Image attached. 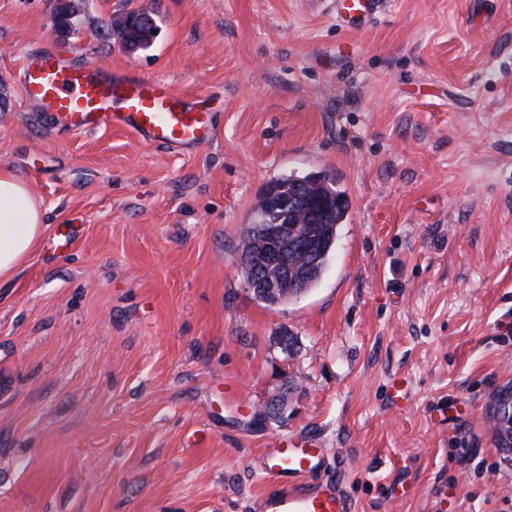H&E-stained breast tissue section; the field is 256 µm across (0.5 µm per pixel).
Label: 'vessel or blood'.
I'll use <instances>...</instances> for the list:
<instances>
[{
	"instance_id": "1",
	"label": "vessel or blood",
	"mask_w": 512,
	"mask_h": 512,
	"mask_svg": "<svg viewBox=\"0 0 512 512\" xmlns=\"http://www.w3.org/2000/svg\"><path fill=\"white\" fill-rule=\"evenodd\" d=\"M334 3L338 21L352 33L364 30L380 7V0ZM18 77L23 99L51 113L64 131L122 129L173 152L208 146L215 136L207 98L176 94L160 79L118 72L92 59L75 62L48 47L27 53ZM329 469L328 449H273L259 512H353L339 486L326 479Z\"/></svg>"
}]
</instances>
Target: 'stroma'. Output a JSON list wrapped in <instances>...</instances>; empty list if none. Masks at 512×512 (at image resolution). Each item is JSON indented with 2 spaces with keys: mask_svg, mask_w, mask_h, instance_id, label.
I'll use <instances>...</instances> for the list:
<instances>
[{
  "mask_svg": "<svg viewBox=\"0 0 512 512\" xmlns=\"http://www.w3.org/2000/svg\"><path fill=\"white\" fill-rule=\"evenodd\" d=\"M56 2L0 0V167L47 214L0 288V512H255L267 450L307 441L354 512H512L487 417L512 379V0H382L358 34L332 0H85L68 37ZM140 10L150 49L104 37ZM42 46L210 97L215 142L57 129L14 80ZM318 172L346 219L267 309L242 239L272 181Z\"/></svg>",
  "mask_w": 512,
  "mask_h": 512,
  "instance_id": "obj_1",
  "label": "stroma"
}]
</instances>
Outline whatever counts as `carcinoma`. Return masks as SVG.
<instances>
[{
  "instance_id": "carcinoma-1",
  "label": "carcinoma",
  "mask_w": 512,
  "mask_h": 512,
  "mask_svg": "<svg viewBox=\"0 0 512 512\" xmlns=\"http://www.w3.org/2000/svg\"><path fill=\"white\" fill-rule=\"evenodd\" d=\"M147 12H130L110 21L109 33L127 46L146 50L151 46L155 26ZM301 197L302 208L286 211L284 200ZM346 216V202L335 182L325 173L304 176L289 174L267 186L256 209V220L249 225L242 244L247 261L242 269L254 298L270 310L301 297L321 280L317 268H326L336 243L339 225ZM301 223L310 238L313 257L288 256V278L260 275L251 264L253 254L265 245L264 225Z\"/></svg>"
}]
</instances>
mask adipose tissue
<instances>
[{"label": "adipose tissue", "instance_id": "1", "mask_svg": "<svg viewBox=\"0 0 512 512\" xmlns=\"http://www.w3.org/2000/svg\"><path fill=\"white\" fill-rule=\"evenodd\" d=\"M46 228L45 213L27 183L0 168V286L14 282Z\"/></svg>", "mask_w": 512, "mask_h": 512}]
</instances>
